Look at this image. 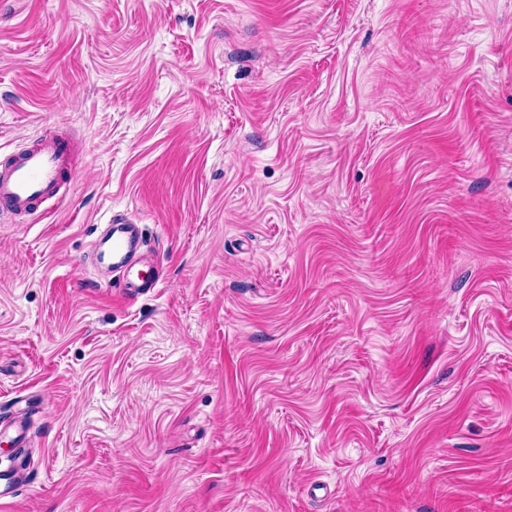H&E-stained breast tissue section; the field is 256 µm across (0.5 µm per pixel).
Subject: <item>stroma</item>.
Returning <instances> with one entry per match:
<instances>
[{"instance_id": "obj_1", "label": "stroma", "mask_w": 512, "mask_h": 512, "mask_svg": "<svg viewBox=\"0 0 512 512\" xmlns=\"http://www.w3.org/2000/svg\"><path fill=\"white\" fill-rule=\"evenodd\" d=\"M0 512H512V0H0ZM160 263L117 298L111 215ZM76 176L73 142L60 127H46L0 164V213L31 216L48 201H59L62 187Z\"/></svg>"}]
</instances>
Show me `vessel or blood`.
Returning <instances> with one entry per match:
<instances>
[{
    "label": "vessel or blood",
    "instance_id": "b4317fda",
    "mask_svg": "<svg viewBox=\"0 0 512 512\" xmlns=\"http://www.w3.org/2000/svg\"><path fill=\"white\" fill-rule=\"evenodd\" d=\"M77 176L71 139L60 127H47L13 158L0 164V213L25 217L50 201ZM112 232L103 256L119 273L122 297L132 299L154 288L156 281L133 269L130 256L142 238L126 216H111Z\"/></svg>",
    "mask_w": 512,
    "mask_h": 512
}]
</instances>
